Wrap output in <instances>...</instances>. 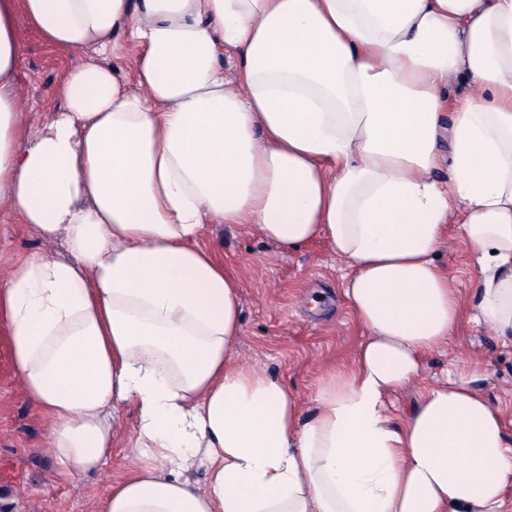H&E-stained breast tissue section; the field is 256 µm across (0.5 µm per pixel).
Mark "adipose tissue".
Segmentation results:
<instances>
[{
	"label": "adipose tissue",
	"instance_id": "adipose-tissue-1",
	"mask_svg": "<svg viewBox=\"0 0 512 512\" xmlns=\"http://www.w3.org/2000/svg\"><path fill=\"white\" fill-rule=\"evenodd\" d=\"M30 31L85 54L36 123L18 93ZM14 222L66 250L0 281L60 479L99 469L135 416L134 461L96 512H512V424L483 362L388 408L462 323L512 345V0H0ZM216 224L323 240L343 262L368 334L312 412L240 360ZM451 231L476 264L471 303L436 259Z\"/></svg>",
	"mask_w": 512,
	"mask_h": 512
}]
</instances>
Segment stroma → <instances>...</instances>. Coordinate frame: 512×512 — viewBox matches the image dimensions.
<instances>
[{
  "label": "stroma",
  "instance_id": "obj_1",
  "mask_svg": "<svg viewBox=\"0 0 512 512\" xmlns=\"http://www.w3.org/2000/svg\"><path fill=\"white\" fill-rule=\"evenodd\" d=\"M81 53L59 54L35 34H28L20 70L19 95L33 107V120L57 108L56 86ZM225 266L237 277L241 292L243 363L264 369L284 382L311 409L322 374L338 364H351L365 329L351 315L342 294L343 263L325 243L285 251L252 227L218 226L211 234ZM22 224L0 230V280L12 261L29 252H53ZM460 288L471 292L476 272L467 248L448 235L437 252ZM482 356L489 366L486 393L512 415V347L502 346L486 329L462 325L447 347L425 361L417 384L392 397L403 413L416 402L424 385L434 382L450 365ZM48 426L31 407L14 372L9 336L0 328V496L11 499V512H95L108 485L127 472L132 448L128 436L115 440L103 467L78 485L60 482L46 453Z\"/></svg>",
  "mask_w": 512,
  "mask_h": 512
}]
</instances>
